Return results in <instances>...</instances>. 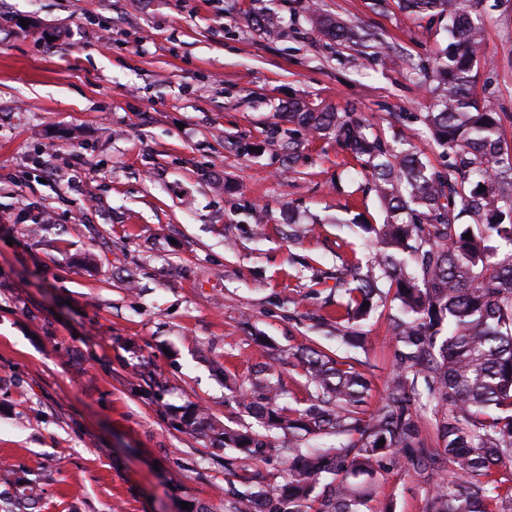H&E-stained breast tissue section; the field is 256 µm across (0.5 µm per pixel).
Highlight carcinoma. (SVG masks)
Instances as JSON below:
<instances>
[{
  "label": "carcinoma",
  "mask_w": 512,
  "mask_h": 512,
  "mask_svg": "<svg viewBox=\"0 0 512 512\" xmlns=\"http://www.w3.org/2000/svg\"><path fill=\"white\" fill-rule=\"evenodd\" d=\"M481 2L398 0L412 14L450 21L445 61L418 69L435 98L424 125L448 155V171L430 168L408 139L395 150L368 135L356 112L288 105V123L334 135L363 164L384 203L386 223L360 225L374 243V261L363 267L353 255L336 269L345 310L336 317V340L363 345L356 325L382 299L379 283L387 280L398 302L390 318L396 367L367 421L360 414L368 381L355 357L301 349L313 397L303 410L282 405L267 368L256 370L236 389L244 412L302 441L332 436L336 446L288 449L284 483L258 495L232 491L230 512H250L255 502L265 512H360L348 476L371 473L388 457L407 470L430 471L434 512H512V487L497 478L502 466L512 467V150L501 134L508 114L473 93L485 39ZM310 12L325 39L368 41L359 27ZM421 384L435 403L436 448L421 439ZM223 435L224 448L246 452L243 469L277 451L269 434L226 428ZM443 462L451 466L448 476ZM10 483L20 499L36 503V486L20 477Z\"/></svg>",
  "instance_id": "cac0c4a2"
}]
</instances>
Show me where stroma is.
<instances>
[{
    "label": "stroma",
    "mask_w": 512,
    "mask_h": 512,
    "mask_svg": "<svg viewBox=\"0 0 512 512\" xmlns=\"http://www.w3.org/2000/svg\"><path fill=\"white\" fill-rule=\"evenodd\" d=\"M307 0H0V472L41 490L38 512H228L230 487L282 481V458L241 473L221 426H263L230 395L262 363L308 404L287 359L335 311L327 274L374 256L386 219L334 136L298 130L299 100L361 113L391 145L448 158L426 135L417 76L448 22L396 0H316L376 36L373 56L326 41ZM280 18L275 35L251 18ZM474 92L512 113V0H484ZM281 135H273V128ZM314 231L284 237L289 210ZM386 299L353 352L371 416L395 369ZM162 385L159 402L139 379ZM197 407L212 429L184 423ZM362 512H431L425 474L357 475Z\"/></svg>",
    "instance_id": "stroma-1"
}]
</instances>
